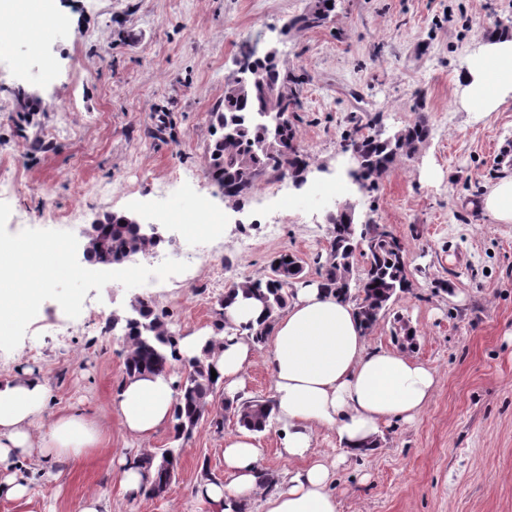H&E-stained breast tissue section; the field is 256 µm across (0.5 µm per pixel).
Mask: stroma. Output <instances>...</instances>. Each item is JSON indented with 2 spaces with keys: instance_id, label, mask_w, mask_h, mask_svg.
<instances>
[{
  "instance_id": "stroma-1",
  "label": "stroma",
  "mask_w": 512,
  "mask_h": 512,
  "mask_svg": "<svg viewBox=\"0 0 512 512\" xmlns=\"http://www.w3.org/2000/svg\"><path fill=\"white\" fill-rule=\"evenodd\" d=\"M311 0H53L58 35L21 29L0 48V172L19 186L0 200V239L68 248L75 274L49 284L42 313L0 337V377L41 375L51 410H78L106 439L79 458L25 460L35 471L28 500L0 497V512H78L90 493L112 512H210L195 495L202 469L224 475L223 431L201 421L190 440L172 430L152 451L177 448L180 466L164 496L126 497L112 470L138 453L114 410L127 344L112 318L150 295L176 335L212 324L232 282L266 274L276 253L318 279L328 246L331 199L321 186L347 183L356 224L403 240L412 286L370 330L372 345L398 347L433 368L436 390L418 418L393 421L368 459L339 468V512H512V224L481 201L512 175V98L487 117L462 104L455 82L482 42L512 31V0H335L325 25L286 30ZM276 47L302 75L293 119L313 168L283 185L290 209L251 195L239 206L206 174L210 113L224 96L243 45ZM424 112L431 136L374 189L348 184L342 152L352 118L394 132ZM165 209L162 250L172 273L145 291L138 271L83 259L94 220ZM220 220L217 233L186 224ZM71 329L61 338L50 322Z\"/></svg>"
}]
</instances>
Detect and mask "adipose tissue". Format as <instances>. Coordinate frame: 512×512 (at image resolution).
Wrapping results in <instances>:
<instances>
[{
  "mask_svg": "<svg viewBox=\"0 0 512 512\" xmlns=\"http://www.w3.org/2000/svg\"><path fill=\"white\" fill-rule=\"evenodd\" d=\"M456 81L465 101L485 114L512 98V34L487 39ZM40 251L36 241H0V254L11 257L9 264H0V333L13 319L38 309L44 286L66 265L61 253L41 265ZM209 342L214 345L210 361L231 397L259 352H266L279 454L299 464L288 481L272 480L255 432L242 428L225 435L223 478H202L196 486L212 512H236L244 505L260 512H339L333 489L337 465L315 455L318 432H335L345 454L371 453L382 424L413 421L437 386L429 366L397 350L371 347L354 304L315 281L294 289L264 347L243 334L209 329L182 336L177 353L202 356ZM176 396L172 379L124 377L116 397L123 429L146 440L170 427ZM50 398L48 385L33 372L0 379V495L27 497L31 479L19 464L32 452L57 460L102 445L105 431L99 423L78 411L50 412Z\"/></svg>",
  "mask_w": 512,
  "mask_h": 512,
  "instance_id": "ef3b65f1",
  "label": "adipose tissue"
}]
</instances>
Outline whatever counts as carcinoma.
I'll return each mask as SVG.
<instances>
[{"mask_svg": "<svg viewBox=\"0 0 512 512\" xmlns=\"http://www.w3.org/2000/svg\"><path fill=\"white\" fill-rule=\"evenodd\" d=\"M257 75L252 85L237 91L224 87L222 99L211 112V141L206 149L207 171L211 179L224 190V197L241 202L249 197L258 183L268 174L295 178L308 168L309 162L297 144L294 125L289 114L301 107L303 79L274 60L255 62ZM278 86L288 93L285 112L276 118L270 112L266 89ZM236 122L233 136L224 135L225 123ZM431 128L423 116L385 137L355 128L350 144L365 162V183L370 188L397 160L411 158L426 143ZM156 243L144 239L133 224L124 223V216L105 218L100 233L89 240V249L95 255L106 252L114 259L126 260L144 254ZM404 243L392 232L378 224L358 226L345 213H336V222L329 225L327 255L319 264L323 286L336 296L355 303L357 312L367 329H372L381 315L397 301L399 294L411 286V273L405 261ZM362 258L363 272L355 270L357 258ZM303 266L294 254L284 252L274 256L269 273L258 279L237 282L229 290L243 286L263 305V318L258 326L240 325L232 330L247 332L255 343L262 345L269 335L273 314L283 310L292 296V288L300 283ZM138 321L124 327V338L132 347L125 354L124 372L168 375L171 359L175 358V332L166 316L156 310L151 300L138 299ZM178 380L179 402L175 408L172 426L174 438L188 439L199 422L207 417L218 431L224 429L227 414H232L240 426L264 432L274 425L273 403L270 399H250L240 404L225 402L221 410H212V400L220 378H212V366L197 358L181 360ZM171 457L164 468L157 461V453L141 456L154 475L143 494L156 496V489L172 482L178 467L179 452L167 448Z\"/></svg>", "mask_w": 512, "mask_h": 512, "instance_id": "obj_1", "label": "carcinoma"}]
</instances>
